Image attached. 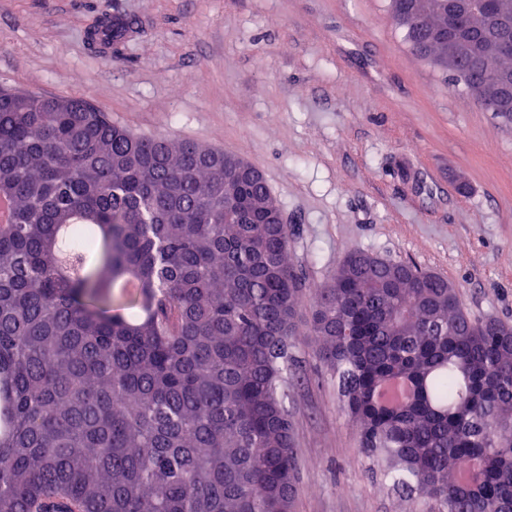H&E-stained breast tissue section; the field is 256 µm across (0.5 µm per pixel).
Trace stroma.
<instances>
[{
	"mask_svg": "<svg viewBox=\"0 0 512 512\" xmlns=\"http://www.w3.org/2000/svg\"><path fill=\"white\" fill-rule=\"evenodd\" d=\"M134 26L94 50L100 15ZM82 98L135 134L258 168L307 288L350 252L439 273L512 325V117L414 55L390 0H0V87ZM285 386L295 512H430L360 447L299 337Z\"/></svg>",
	"mask_w": 512,
	"mask_h": 512,
	"instance_id": "1",
	"label": "stroma"
}]
</instances>
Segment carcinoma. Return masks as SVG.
Instances as JSON below:
<instances>
[{
    "label": "carcinoma",
    "instance_id": "obj_1",
    "mask_svg": "<svg viewBox=\"0 0 512 512\" xmlns=\"http://www.w3.org/2000/svg\"><path fill=\"white\" fill-rule=\"evenodd\" d=\"M98 18L92 41L120 38ZM468 23L423 15L420 57ZM0 512H291L284 386L305 283L292 229L251 224L268 186L224 157L135 135L87 100L0 91ZM70 235L58 238L61 226ZM348 255L314 289L307 336L360 445L433 512H512V327L476 321L448 280ZM134 280L112 310V288Z\"/></svg>",
    "mask_w": 512,
    "mask_h": 512
}]
</instances>
